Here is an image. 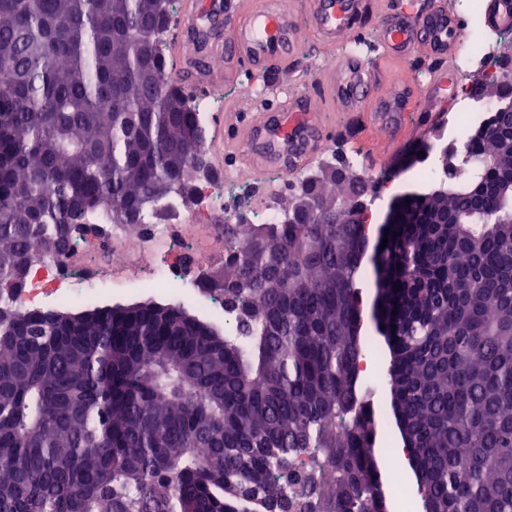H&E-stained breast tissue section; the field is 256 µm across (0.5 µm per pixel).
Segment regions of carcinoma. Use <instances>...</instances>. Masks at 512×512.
<instances>
[{
    "label": "carcinoma",
    "instance_id": "obj_1",
    "mask_svg": "<svg viewBox=\"0 0 512 512\" xmlns=\"http://www.w3.org/2000/svg\"><path fill=\"white\" fill-rule=\"evenodd\" d=\"M157 0H0V305L22 256L138 228L195 194L205 132ZM465 166L397 224L368 412L358 336L368 187L311 174L299 219L224 225V325L181 303L23 309L0 323V512H384L370 439L410 449L431 512H512V91ZM349 207L336 212V199Z\"/></svg>",
    "mask_w": 512,
    "mask_h": 512
}]
</instances>
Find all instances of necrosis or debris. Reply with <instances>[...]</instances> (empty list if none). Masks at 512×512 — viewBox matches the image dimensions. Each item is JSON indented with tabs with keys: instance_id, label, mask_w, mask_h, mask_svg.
I'll list each match as a JSON object with an SVG mask.
<instances>
[{
	"instance_id": "obj_1",
	"label": "necrosis or debris",
	"mask_w": 512,
	"mask_h": 512,
	"mask_svg": "<svg viewBox=\"0 0 512 512\" xmlns=\"http://www.w3.org/2000/svg\"><path fill=\"white\" fill-rule=\"evenodd\" d=\"M457 58L458 93L454 99L456 130L448 142L436 145L414 170L429 180L438 177L436 155L450 153L461 158L470 151L468 133L480 112H489L487 103L470 96L474 82L501 75L498 59L486 44H478L470 28L459 33ZM244 182L238 172L197 182L198 206L187 212L172 207L165 223L133 233L127 225L112 224L103 239L81 240L63 256L34 263L22 290L26 305L48 296L80 303L96 294L121 286L153 288L180 295L187 282V257L223 255L224 244L217 241L219 224H266L278 214L276 199L284 193L283 182L269 181L262 191L242 192Z\"/></svg>"
}]
</instances>
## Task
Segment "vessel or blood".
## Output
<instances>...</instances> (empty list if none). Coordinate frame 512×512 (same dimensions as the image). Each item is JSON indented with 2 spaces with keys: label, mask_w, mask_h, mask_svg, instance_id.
Returning a JSON list of instances; mask_svg holds the SVG:
<instances>
[{
  "label": "vessel or blood",
  "mask_w": 512,
  "mask_h": 512,
  "mask_svg": "<svg viewBox=\"0 0 512 512\" xmlns=\"http://www.w3.org/2000/svg\"><path fill=\"white\" fill-rule=\"evenodd\" d=\"M234 9L237 19L231 23L224 0H185L172 50L187 82L218 93L225 82L237 80L245 71L296 72L306 37H313L324 50H333L359 22L381 12L382 0H310L306 6L300 0H237ZM300 13L305 16L301 25L295 20ZM484 19L495 31L512 28V0H487ZM460 27L446 0H430L415 14L391 12L381 26V53L374 69L349 58L337 84L318 105L307 104L299 95L289 96L256 109L246 137L228 134L223 125H216L211 147L219 156L227 151L236 154L253 174L273 168L291 175L309 165L326 144L330 130L323 121L324 111L347 108L362 98L374 73L384 72L388 63L404 64L415 57L431 62L433 73L424 92L436 111H446ZM216 58L223 59V69L211 68ZM409 106L408 90H399L382 104L374 121L395 125L398 113Z\"/></svg>",
  "instance_id": "b4317fda"
}]
</instances>
